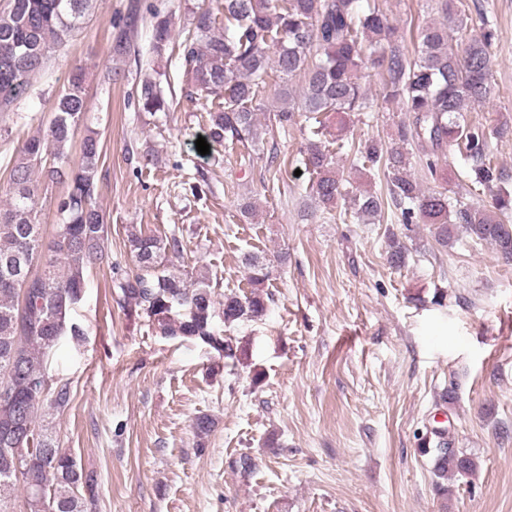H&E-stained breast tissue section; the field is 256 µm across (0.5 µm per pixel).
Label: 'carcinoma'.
<instances>
[{
  "label": "carcinoma",
  "instance_id": "1",
  "mask_svg": "<svg viewBox=\"0 0 512 512\" xmlns=\"http://www.w3.org/2000/svg\"><path fill=\"white\" fill-rule=\"evenodd\" d=\"M92 0H9L0 11V112L28 93L30 79L41 72L51 50L83 28ZM224 33L216 31L214 9L193 12L191 29L181 43L191 66L194 84L219 100L208 113L206 140L210 144L254 145L262 131L257 113L261 96L274 84L275 121L283 129L295 124V113L308 112L327 129L321 116H345L367 108L358 71L363 52L380 54L385 98L402 104L410 120L398 127L402 146L386 148L367 139L349 145L336 139V151L326 143L308 141L304 165L317 199L330 209L343 202L344 214L354 224H373L390 206L400 212L406 230L417 224L436 226L439 239L451 238L452 227L490 244L501 258L512 262V224L504 217L512 210V194L504 174L494 166L488 137L507 129L486 130L467 120L470 104L495 94L488 51L491 32L468 35L462 18L453 38L448 28L430 23L418 30L420 55L410 60L402 52L396 29L374 0H223ZM137 28L131 14L114 34L111 57L131 52ZM168 16H154L151 53L163 55L171 44ZM300 81V90L292 80ZM86 73L73 67L59 95L48 127L37 130L12 162L8 199L0 206V512H12V493H26V512H83L80 489L89 487L76 459L60 447L53 435V416L71 402L68 384H49L48 364L61 340L84 335L73 312L84 296L88 271L105 251L108 225L97 206L102 145L92 131L80 144L79 160L70 158L75 130L85 122ZM141 111L169 109L160 81L147 76L137 90ZM462 147L472 162L473 183L489 193L491 204H461L449 209L444 192H425L409 173V151L422 152V166L431 176L441 171L443 148ZM353 152V165L380 164L387 175V193H355L333 162V153ZM62 183L59 224L45 239L39 223V199L34 175ZM127 241L137 272L114 279L121 302L143 315L160 335L204 345L216 357L233 362L247 358L246 350L213 328L215 291L204 277H193L179 265L183 247L176 234L145 233L128 228ZM391 261L406 264L409 250L401 239L389 240ZM254 289L241 297L224 296V324L262 317L271 296L262 290L270 278L259 258H245ZM435 448L434 474L471 475L476 461L464 454L450 455L441 430L431 431Z\"/></svg>",
  "mask_w": 512,
  "mask_h": 512
}]
</instances>
